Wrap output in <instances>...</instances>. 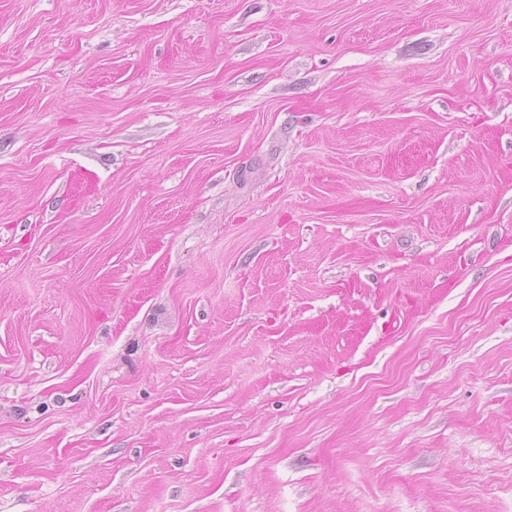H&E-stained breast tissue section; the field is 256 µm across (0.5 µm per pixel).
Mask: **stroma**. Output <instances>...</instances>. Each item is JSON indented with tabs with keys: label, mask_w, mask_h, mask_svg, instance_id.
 <instances>
[{
	"label": "stroma",
	"mask_w": 512,
	"mask_h": 512,
	"mask_svg": "<svg viewBox=\"0 0 512 512\" xmlns=\"http://www.w3.org/2000/svg\"><path fill=\"white\" fill-rule=\"evenodd\" d=\"M0 512H512V0H0Z\"/></svg>",
	"instance_id": "obj_1"
}]
</instances>
